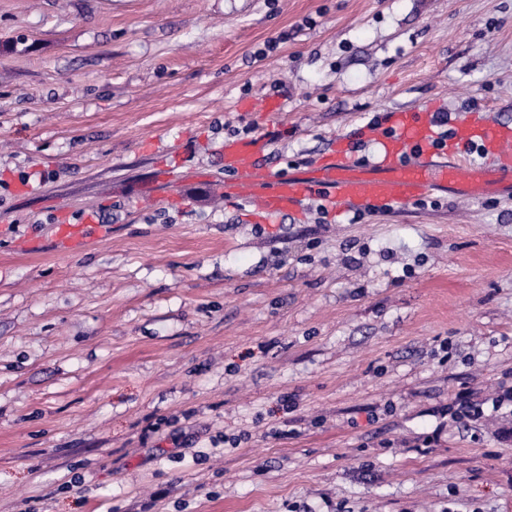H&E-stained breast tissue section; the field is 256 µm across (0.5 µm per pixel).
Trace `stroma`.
I'll return each instance as SVG.
<instances>
[{
  "label": "stroma",
  "mask_w": 512,
  "mask_h": 512,
  "mask_svg": "<svg viewBox=\"0 0 512 512\" xmlns=\"http://www.w3.org/2000/svg\"><path fill=\"white\" fill-rule=\"evenodd\" d=\"M430 103L512 121V0H0V512H512V195L225 187ZM87 224H58L57 244L66 251L80 250L86 241L84 227Z\"/></svg>",
  "instance_id": "1"
}]
</instances>
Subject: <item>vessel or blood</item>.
I'll use <instances>...</instances> for the list:
<instances>
[{
  "mask_svg": "<svg viewBox=\"0 0 512 512\" xmlns=\"http://www.w3.org/2000/svg\"><path fill=\"white\" fill-rule=\"evenodd\" d=\"M436 127L437 114L428 108L380 115L362 131L379 145L375 161H360L350 142L342 139L306 176L259 173L257 145L228 141L224 144V170L232 175L228 191L247 198L258 220L265 223L299 212L306 200L316 196L341 214L386 212L436 191L512 194V124L474 113L451 121L447 137H440ZM473 145L486 157L478 167L465 157ZM85 241L83 225H59L61 249L77 251Z\"/></svg>",
  "mask_w": 512,
  "mask_h": 512,
  "instance_id": "vessel-or-blood-1",
  "label": "vessel or blood"
}]
</instances>
